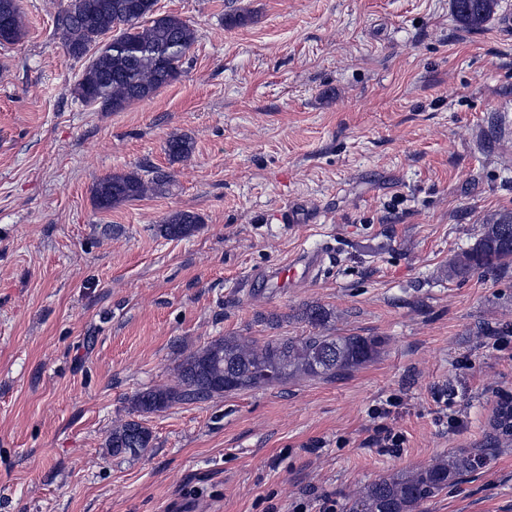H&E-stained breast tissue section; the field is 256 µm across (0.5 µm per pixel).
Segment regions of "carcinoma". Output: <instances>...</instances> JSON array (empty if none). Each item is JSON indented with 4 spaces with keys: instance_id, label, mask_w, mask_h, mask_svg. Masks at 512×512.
Instances as JSON below:
<instances>
[{
    "instance_id": "cac0c4a2",
    "label": "carcinoma",
    "mask_w": 512,
    "mask_h": 512,
    "mask_svg": "<svg viewBox=\"0 0 512 512\" xmlns=\"http://www.w3.org/2000/svg\"><path fill=\"white\" fill-rule=\"evenodd\" d=\"M157 0H67L58 18L60 38L68 54L87 59L72 94L103 112H119L134 102L152 98L176 81L183 61L194 44L192 26L175 15L156 13ZM452 8L467 29L481 28L495 13L498 0H451ZM8 23L0 43L15 44L24 36L20 0H0V20ZM193 142L185 136L167 141L166 151L176 161L190 156ZM170 175L152 172L145 179L136 172L113 173L93 188L100 209H110L147 194H162ZM201 224L190 211H175L155 225L167 239L193 235ZM512 263V212L483 225L475 244L448 263V278L465 277L479 269ZM302 317L314 327L325 325L327 312L308 306ZM382 346L376 336H330L317 332L301 338L277 337L259 344L240 336H225L185 355L175 367L171 386L147 389L131 399L138 413L162 411L175 404L208 400L283 384L308 376L334 379L375 359ZM512 411L505 409L494 424L495 434L482 448L454 453L448 461L383 478L361 488L351 512H415L419 504L454 484L459 477L486 466L500 438L508 431ZM152 432L132 420L119 422L105 447L114 456H137L151 447Z\"/></svg>"
}]
</instances>
